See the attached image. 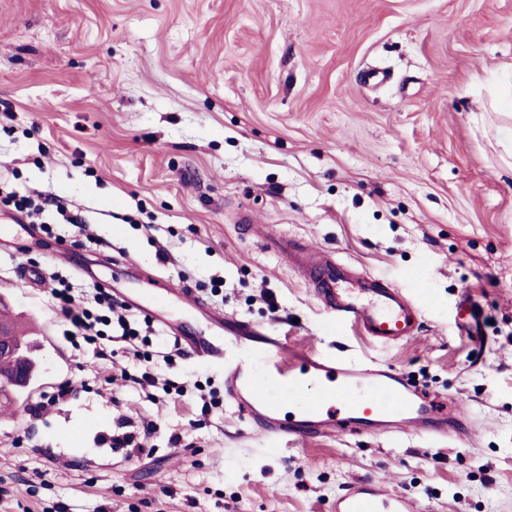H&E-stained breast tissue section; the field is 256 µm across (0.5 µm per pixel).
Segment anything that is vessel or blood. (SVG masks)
I'll list each match as a JSON object with an SVG mask.
<instances>
[{"mask_svg":"<svg viewBox=\"0 0 512 512\" xmlns=\"http://www.w3.org/2000/svg\"><path fill=\"white\" fill-rule=\"evenodd\" d=\"M273 247L292 258L312 285L318 302L337 330L352 329L384 344L417 334L422 306L384 277L354 272L348 263L325 252L306 251L298 242L274 240ZM187 289L158 292L134 288L119 300L172 327L173 299H187ZM460 328L478 334L481 316L468 296H460ZM213 334L176 331L189 357L220 367L224 394L247 416L271 446L288 441L349 432L360 436L467 439L469 420L455 405L423 393L397 369L330 352L300 350L286 337L250 322L212 312ZM335 512H410L402 497L387 496L377 483H359L336 499Z\"/></svg>","mask_w":512,"mask_h":512,"instance_id":"b4317fda","label":"vessel or blood"}]
</instances>
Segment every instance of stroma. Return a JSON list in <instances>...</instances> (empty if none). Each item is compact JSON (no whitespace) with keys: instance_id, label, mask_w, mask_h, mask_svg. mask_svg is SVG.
<instances>
[{"instance_id":"stroma-1","label":"stroma","mask_w":512,"mask_h":512,"mask_svg":"<svg viewBox=\"0 0 512 512\" xmlns=\"http://www.w3.org/2000/svg\"><path fill=\"white\" fill-rule=\"evenodd\" d=\"M511 134L512 0H0V192H52L83 220L0 202L17 231L0 239V301L40 360L0 407V512H333L361 480L415 512H512ZM274 235L429 290L418 336L337 330ZM28 269L84 301L94 281L153 272L200 301L179 321L203 329L219 309L392 366L460 401L473 438L271 451L229 399L201 414L224 377L174 357L166 329L146 348L151 386L132 341L73 347ZM144 419L159 430L143 453L113 447ZM460 329L466 334L477 335L480 330L481 316L474 310L473 302L467 295L459 297Z\"/></svg>"}]
</instances>
